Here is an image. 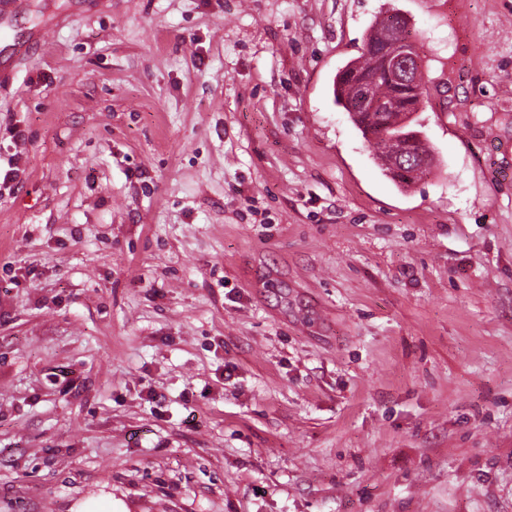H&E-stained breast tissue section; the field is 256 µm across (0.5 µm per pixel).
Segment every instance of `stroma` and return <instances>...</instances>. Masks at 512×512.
Instances as JSON below:
<instances>
[{"mask_svg": "<svg viewBox=\"0 0 512 512\" xmlns=\"http://www.w3.org/2000/svg\"><path fill=\"white\" fill-rule=\"evenodd\" d=\"M390 10L433 81L406 189L333 97ZM0 34L34 47L0 512H512V0H21Z\"/></svg>", "mask_w": 512, "mask_h": 512, "instance_id": "1", "label": "stroma"}]
</instances>
